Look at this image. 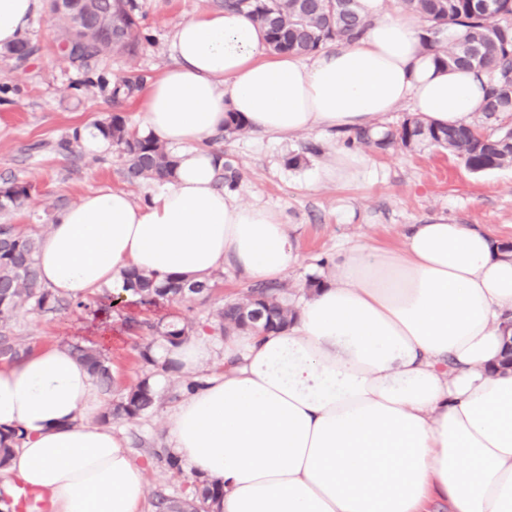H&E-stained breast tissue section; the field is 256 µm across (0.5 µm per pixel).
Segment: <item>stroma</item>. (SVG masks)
<instances>
[{
	"instance_id": "35a3bbf8",
	"label": "stroma",
	"mask_w": 512,
	"mask_h": 512,
	"mask_svg": "<svg viewBox=\"0 0 512 512\" xmlns=\"http://www.w3.org/2000/svg\"><path fill=\"white\" fill-rule=\"evenodd\" d=\"M138 4L141 24L153 41L132 55L101 57L97 71L109 80L132 74L148 79L159 76L169 62L174 28L200 12L223 8L224 0H138ZM57 34L51 10L43 9L25 35L38 46V53L18 68L0 63V186L17 182L32 187L30 204L0 214V223L17 224L38 234L45 231L48 206H67L99 189L123 191L140 201L150 188L149 183L125 179L124 159L117 149L97 153L81 145L70 155L58 151V142L77 127L95 126L115 114L136 130L142 122L139 98L116 105L109 90L78 87V73L56 49ZM340 144L339 134L314 131L289 139L248 132L212 145L240 173L237 197L275 209L287 222L298 260L283 283L294 301L307 298L308 278L329 275L328 263L339 249L358 242L399 247L406 225L433 217L471 224L512 240V169L474 174L455 156L433 147L416 152L373 150L369 153L373 168L359 181L315 183L317 169L334 157ZM309 146L318 152L305 165L287 166L289 155ZM223 272V287L206 299L191 296L176 304L162 300L151 307L122 299L107 316L77 306L55 314L21 310L10 327L13 335L36 350L70 343L104 349L112 363L113 390L118 393L153 372L139 355L152 340L140 329V322L172 314L205 321L225 300L248 286L232 267H224ZM203 376L197 370L188 377H167L157 388L162 400L154 411L113 425L145 469L148 498L141 512H154L150 497L155 492L178 499L194 480L188 470H170L162 455L170 411L184 397L188 379Z\"/></svg>"
}]
</instances>
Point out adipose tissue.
<instances>
[{
    "mask_svg": "<svg viewBox=\"0 0 512 512\" xmlns=\"http://www.w3.org/2000/svg\"><path fill=\"white\" fill-rule=\"evenodd\" d=\"M44 0H0V46L23 40ZM369 23L309 61L267 57L263 30L234 10L179 24L171 62L141 103L147 134L169 147L172 181L141 201L97 190L53 214L38 255L54 294L125 293L132 270L202 281L232 266L254 282L296 260L282 215L218 185L203 140L240 113L250 131L292 137L354 131L403 104L426 123L472 124L486 73L436 65L415 16L359 0ZM367 168L339 146L321 183ZM512 253L446 219L408 225L398 248L341 250L334 273L288 329L224 341V370L173 408L167 447L224 486V512H512ZM206 335L154 355L186 374L212 362ZM107 404L65 346L0 367V427L25 437L7 471L44 512H139L144 469L99 421Z\"/></svg>",
    "mask_w": 512,
    "mask_h": 512,
    "instance_id": "adipose-tissue-1",
    "label": "adipose tissue"
}]
</instances>
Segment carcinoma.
Instances as JSON below:
<instances>
[{
  "mask_svg": "<svg viewBox=\"0 0 512 512\" xmlns=\"http://www.w3.org/2000/svg\"><path fill=\"white\" fill-rule=\"evenodd\" d=\"M402 7L426 22L422 45L446 68L487 69L491 73L484 124L470 127H434L411 116L392 128L357 130L345 140L348 146L365 145L386 151L399 148L413 152L431 146L459 158L473 173L512 167V0H400ZM224 7L244 12L260 26L268 48L276 55L312 56L326 46L347 45L359 39L368 27L358 12L357 0H224ZM137 0H83L80 23L60 12L52 0V13L59 23L58 51L82 70L84 86H105L99 75L91 77L92 63L107 53L134 54L147 37L139 31ZM34 53L26 40L0 49V58L20 63ZM144 79L123 77L111 89L115 102L128 100L141 89ZM99 135L115 146L125 159L124 176L130 183L161 181L173 173L172 151L149 134L130 131L119 115L96 125ZM31 200V186L0 187V210L22 208ZM42 236L16 224H0V359L19 362L32 353L10 330L19 309L42 314L59 312L69 302L44 286L37 267ZM224 273L217 271L207 284L189 285L177 274L161 286L153 276L132 272L127 280L142 304L160 298L180 301L189 294L209 293L219 286ZM296 315L288 289L277 283H255L242 296L224 302L204 324L174 317L167 323L146 322L150 333L176 346L191 336L212 332L229 336L250 331L268 332L288 327ZM74 357L84 363L100 387L114 384L111 367L101 352L78 343L69 345ZM158 395L141 380L124 390L106 407L105 423L131 420L152 410ZM17 444L13 432L0 430V468L7 465ZM224 486L195 480L190 495L176 500L155 493V512H222Z\"/></svg>",
  "mask_w": 512,
  "mask_h": 512,
  "instance_id": "cac0c4a2",
  "label": "carcinoma"
}]
</instances>
